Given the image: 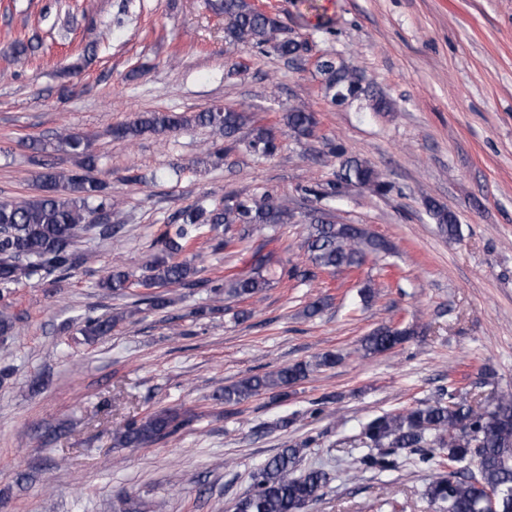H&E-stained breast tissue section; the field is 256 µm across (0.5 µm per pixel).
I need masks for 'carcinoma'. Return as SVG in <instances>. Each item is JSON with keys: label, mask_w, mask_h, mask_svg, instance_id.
<instances>
[{"label": "carcinoma", "mask_w": 512, "mask_h": 512, "mask_svg": "<svg viewBox=\"0 0 512 512\" xmlns=\"http://www.w3.org/2000/svg\"><path fill=\"white\" fill-rule=\"evenodd\" d=\"M216 14L227 19L224 39L259 52L272 51L281 58L296 57L308 51V43L283 34L276 17L258 10L251 0H210ZM325 76L331 100L345 101L362 91L361 76L347 66L336 65L331 58L319 64ZM282 125L296 138H308L317 124L314 112L299 103L281 117ZM190 126L212 127L224 132V146L211 152L220 160L224 154L244 146L258 158H271L280 149L274 127L262 122L249 110L212 108L190 115L171 112H146L136 119L112 127L116 141H132L147 133L167 135ZM248 129L247 139L237 138ZM62 150L79 159L71 169L42 164L37 181L40 192L14 200H0V336H10L16 317L7 294L19 285L46 274L68 276L87 264L91 255L79 249L82 238L96 235L103 240L117 237L121 225L112 223L110 184L93 175L98 158L90 151L89 141L75 133L56 135ZM345 187H354L384 196L391 185L365 161L348 160L341 165L336 179L304 189L316 200H333ZM426 207L439 232L450 240L459 235V222L453 213L433 199ZM295 218L293 202L286 196L265 193L260 198L229 193L223 203L198 202L178 213L157 242L156 253L137 280L113 269L97 286L115 294L128 288H143L142 302L154 310L171 304L167 292L173 288H195L203 281L200 270L187 260L174 256L189 251L196 233L205 226H224L226 237L215 239L216 252L232 247L256 228L272 232ZM305 239L309 267L287 272L291 278L311 281L319 271L362 268L369 256L389 250L388 243L356 224L335 220L331 208H319L307 214ZM239 227L238 236L230 231ZM266 260L258 262L248 276L228 277L213 285L216 294L238 300H251L270 287L263 274ZM124 315L87 316L81 332L90 337L106 336ZM410 336V331L381 325L361 340L367 355L392 350ZM340 360L327 353L307 362L279 367L273 371L245 377L216 394L226 404H239L253 396L270 392L276 398L288 396V388L308 379L315 371L331 367ZM191 420L176 412L161 409L140 419H131L115 433L122 448H143L176 433ZM362 447L370 452L356 460L362 467L390 466L386 456L407 450L429 463L440 457L438 465L449 464L427 484L424 496L429 504L444 512H512V392L501 395L494 407L475 413L464 397L450 387L439 397L418 403L395 413H385L367 422L361 429ZM308 443L287 446L270 458L251 477L250 488L233 505V512H306L324 495L328 475L322 469L295 474L297 463Z\"/></svg>", "instance_id": "obj_1"}]
</instances>
